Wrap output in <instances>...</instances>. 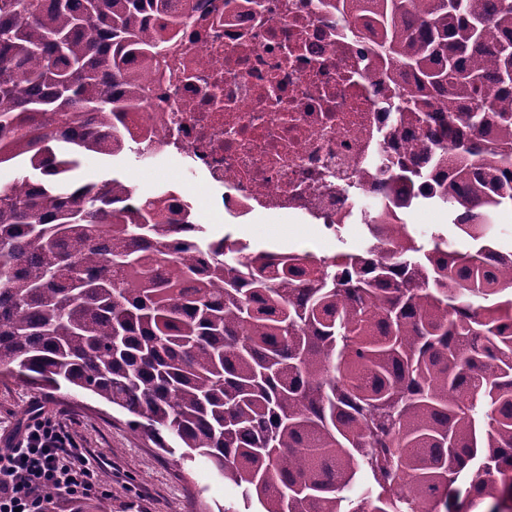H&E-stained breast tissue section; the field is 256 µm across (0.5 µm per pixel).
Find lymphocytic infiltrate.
I'll return each mask as SVG.
<instances>
[{
    "label": "lymphocytic infiltrate",
    "mask_w": 512,
    "mask_h": 512,
    "mask_svg": "<svg viewBox=\"0 0 512 512\" xmlns=\"http://www.w3.org/2000/svg\"><path fill=\"white\" fill-rule=\"evenodd\" d=\"M104 494L84 448L55 416L37 413L0 444V512H57Z\"/></svg>",
    "instance_id": "obj_1"
}]
</instances>
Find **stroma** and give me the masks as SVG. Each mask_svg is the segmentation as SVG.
Segmentation results:
<instances>
[{"instance_id": "stroma-1", "label": "stroma", "mask_w": 512, "mask_h": 512, "mask_svg": "<svg viewBox=\"0 0 512 512\" xmlns=\"http://www.w3.org/2000/svg\"><path fill=\"white\" fill-rule=\"evenodd\" d=\"M157 159L145 156L137 145L121 154L85 153L79 157L77 179L102 182L114 177L125 180L139 198L156 194L159 187ZM419 245L431 248L435 234H442L449 249L460 250L467 242L453 226L451 211L442 204H422L402 214ZM211 236L231 235L252 247L329 257L340 251H355L364 244L363 224H349L336 241L322 239L304 224H293L288 235L271 232L277 217L256 213L245 218H213L208 208L194 215ZM43 409L70 424L79 434L93 467L110 485V512H217L228 506L244 508L238 490L201 458L186 460L157 448L143 433L133 431L129 416L119 408L85 393L64 388L39 391L22 382L0 379V435L14 431L34 409Z\"/></svg>"}]
</instances>
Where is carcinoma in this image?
<instances>
[{"label":"carcinoma","instance_id":"cac0c4a2","mask_svg":"<svg viewBox=\"0 0 512 512\" xmlns=\"http://www.w3.org/2000/svg\"><path fill=\"white\" fill-rule=\"evenodd\" d=\"M165 0H0V378L126 411L207 458L258 512H512V0H341L380 33L390 111L422 135L364 214L372 243L280 258L75 155L124 144L164 69ZM451 207L418 246L400 213ZM366 474V484L358 476ZM401 217L409 224L418 245L425 250L433 246L434 234L440 233L448 243V250H461L467 242L451 224V211L447 205L422 204L405 210Z\"/></svg>","mask_w":512,"mask_h":512}]
</instances>
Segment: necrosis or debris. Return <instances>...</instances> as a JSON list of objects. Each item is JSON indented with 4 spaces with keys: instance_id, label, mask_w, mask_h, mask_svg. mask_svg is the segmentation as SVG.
Listing matches in <instances>:
<instances>
[{
    "instance_id": "1",
    "label": "necrosis or debris",
    "mask_w": 512,
    "mask_h": 512,
    "mask_svg": "<svg viewBox=\"0 0 512 512\" xmlns=\"http://www.w3.org/2000/svg\"><path fill=\"white\" fill-rule=\"evenodd\" d=\"M187 23L166 79L129 124L150 153L206 189L212 209L308 224L330 237L354 197L408 158L390 84L372 74V34L352 36L336 0H179Z\"/></svg>"
}]
</instances>
